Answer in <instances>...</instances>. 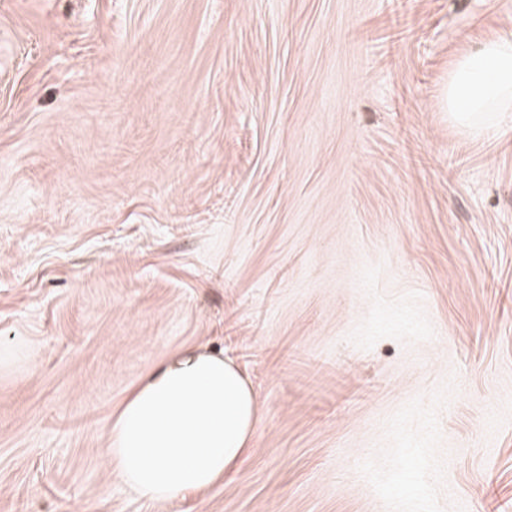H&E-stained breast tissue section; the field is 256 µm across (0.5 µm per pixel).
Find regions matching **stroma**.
Segmentation results:
<instances>
[{
	"label": "stroma",
	"instance_id": "obj_1",
	"mask_svg": "<svg viewBox=\"0 0 512 512\" xmlns=\"http://www.w3.org/2000/svg\"><path fill=\"white\" fill-rule=\"evenodd\" d=\"M512 0H0V512H512V123L448 68ZM203 346L245 461L168 503L127 391Z\"/></svg>",
	"mask_w": 512,
	"mask_h": 512
}]
</instances>
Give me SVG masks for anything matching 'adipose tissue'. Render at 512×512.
I'll use <instances>...</instances> for the list:
<instances>
[{
    "label": "adipose tissue",
    "mask_w": 512,
    "mask_h": 512,
    "mask_svg": "<svg viewBox=\"0 0 512 512\" xmlns=\"http://www.w3.org/2000/svg\"><path fill=\"white\" fill-rule=\"evenodd\" d=\"M450 119L465 132H494L512 118V40L461 53L448 71ZM250 383L223 354L201 347L153 365L118 406L108 460L139 497L168 502L222 481L243 462L259 422Z\"/></svg>",
    "instance_id": "adipose-tissue-1"
}]
</instances>
